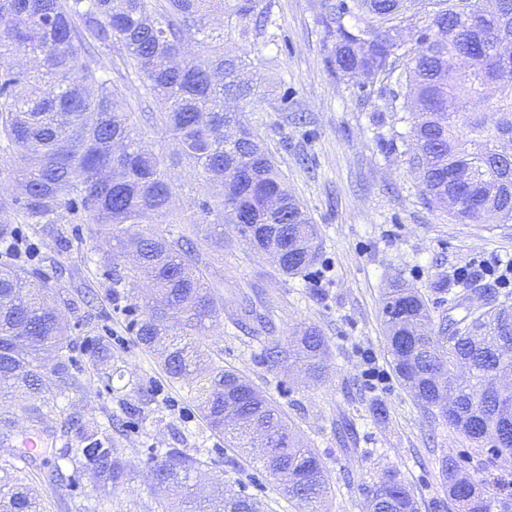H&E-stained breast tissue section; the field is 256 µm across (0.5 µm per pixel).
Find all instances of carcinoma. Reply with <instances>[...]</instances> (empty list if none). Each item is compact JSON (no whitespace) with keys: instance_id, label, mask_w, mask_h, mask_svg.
Segmentation results:
<instances>
[{"instance_id":"1","label":"carcinoma","mask_w":512,"mask_h":512,"mask_svg":"<svg viewBox=\"0 0 512 512\" xmlns=\"http://www.w3.org/2000/svg\"><path fill=\"white\" fill-rule=\"evenodd\" d=\"M262 0H0V160L16 159L19 193L9 206L23 224H58L64 215L91 221L116 253L136 263L114 284H149L152 302L133 327L137 342L155 351L175 382L186 384L208 426L243 453L263 447L262 466L288 499L306 512H327L332 489L318 452L280 407L246 376L224 367L207 341L218 327L224 299L209 284L207 267L188 248L190 225L235 224L261 252H283L279 272L305 273L318 257V229L289 193L260 135L237 118L227 100L247 103L261 94L248 52L224 39L235 30L261 34ZM486 12L470 29L462 17ZM254 19V26L245 22ZM409 23L416 47L394 48L393 32ZM328 68L372 83L405 86L383 111L402 112L398 133L420 180L428 208L460 224L512 223V61L497 57L512 45V0H319ZM204 51H189L191 43ZM496 87L491 109L485 89ZM152 101L151 119L176 144L175 156L206 186L199 211L177 212V184L165 158L136 133L132 117ZM68 305L22 265H0V390L36 423L53 413L54 398L79 387L70 371L72 339L58 318ZM239 323L264 344L273 367L298 364L316 381L329 372L327 337L302 324L281 341L252 298L239 300ZM381 316L387 352L401 384L418 404L476 443L485 430H502L494 444L512 468V419L493 389L495 373L512 368V307L466 314L467 332L436 331L428 300L402 282L386 289ZM73 448L76 467L91 474L100 493L123 486L127 461L105 433L82 428ZM156 489L180 496L177 511L262 512L246 494L201 497L199 462L168 452L148 463ZM439 473L459 512H492L495 499L464 474L457 461L439 460ZM371 512H418L408 485L386 471L367 491ZM0 512H43L35 489L0 469Z\"/></svg>"}]
</instances>
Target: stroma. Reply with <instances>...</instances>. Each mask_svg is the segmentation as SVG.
Here are the masks:
<instances>
[{
	"label": "stroma",
	"instance_id": "stroma-1",
	"mask_svg": "<svg viewBox=\"0 0 512 512\" xmlns=\"http://www.w3.org/2000/svg\"><path fill=\"white\" fill-rule=\"evenodd\" d=\"M272 23L246 43L253 71L265 79L259 99L243 105L244 121L262 137L289 190L319 229V255L306 275L282 276L269 256L250 249L235 225L215 248L197 225L192 245L224 299L221 326L210 343L225 367L247 376L289 415L323 458L332 489L330 512H366V490L384 471L397 470L418 512H459L441 480L438 461L454 457L474 480L493 484L499 462L491 441L475 444L438 411L414 401L396 378L384 337L380 300L402 279L428 299L435 322L460 319L453 292L469 293L467 308L512 305V285L478 271V264H512V224H458L422 204L419 182L396 134V113L383 111L396 84L362 85L332 74L325 63L317 0H267ZM31 244L24 263L61 288L73 340L80 391L57 397L46 445L21 455L16 441L0 444V467L39 492L44 512H159L148 474L154 456L187 451L201 459L204 492H242L263 512H298L266 477L260 462L224 445L182 385L137 345V317L105 263L109 245L89 224L19 223L0 216ZM450 290L442 293L438 281ZM249 294L273 319L278 338L298 323L318 326L330 346V371L320 382L288 375L264 358L262 343L236 325L237 303ZM388 416L376 420L373 403ZM96 421L132 465L120 490L102 495L77 472L66 451L64 422ZM59 469L72 484L60 490L47 475Z\"/></svg>",
	"mask_w": 512,
	"mask_h": 512
}]
</instances>
